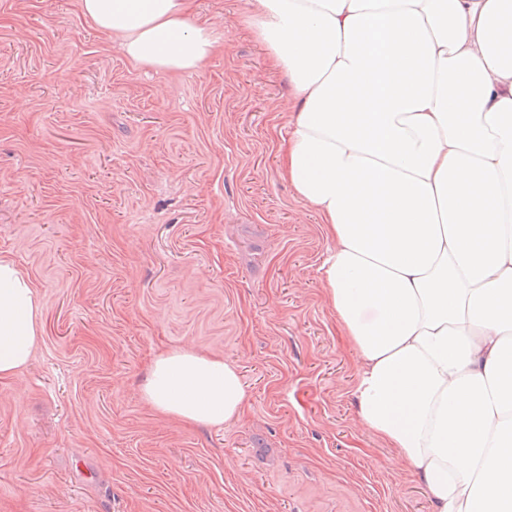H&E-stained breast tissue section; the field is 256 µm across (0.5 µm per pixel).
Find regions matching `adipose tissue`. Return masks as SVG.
<instances>
[{
  "instance_id": "adipose-tissue-1",
  "label": "adipose tissue",
  "mask_w": 512,
  "mask_h": 512,
  "mask_svg": "<svg viewBox=\"0 0 512 512\" xmlns=\"http://www.w3.org/2000/svg\"><path fill=\"white\" fill-rule=\"evenodd\" d=\"M293 98L285 175L332 246L320 280L360 357L361 422L435 512H512V0H250ZM127 57L164 71L219 52L190 0H79ZM42 304L0 260V380ZM191 424L239 417L222 357L158 355L141 386Z\"/></svg>"
}]
</instances>
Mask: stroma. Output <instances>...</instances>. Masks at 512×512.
I'll return each instance as SVG.
<instances>
[{"label":"stroma","mask_w":512,"mask_h":512,"mask_svg":"<svg viewBox=\"0 0 512 512\" xmlns=\"http://www.w3.org/2000/svg\"><path fill=\"white\" fill-rule=\"evenodd\" d=\"M192 12L222 51L157 71L77 0H0V259L44 314L0 380V512H433L359 421L330 243L282 174L288 77L249 0ZM176 348L237 367L240 417L186 425L143 401Z\"/></svg>","instance_id":"obj_1"}]
</instances>
